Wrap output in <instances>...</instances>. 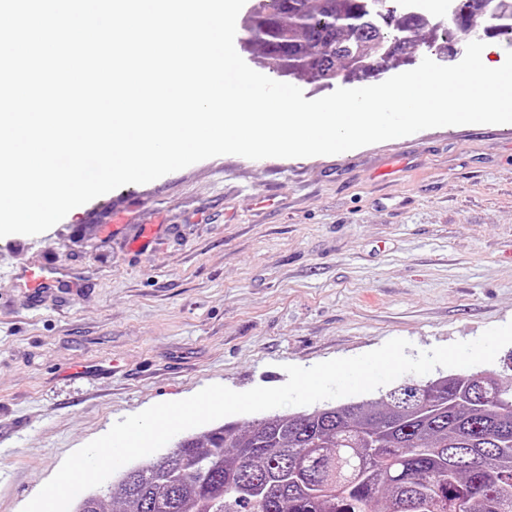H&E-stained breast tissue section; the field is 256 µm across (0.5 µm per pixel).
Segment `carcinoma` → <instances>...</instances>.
Returning a JSON list of instances; mask_svg holds the SVG:
<instances>
[{"instance_id":"cac0c4a2","label":"carcinoma","mask_w":512,"mask_h":512,"mask_svg":"<svg viewBox=\"0 0 512 512\" xmlns=\"http://www.w3.org/2000/svg\"><path fill=\"white\" fill-rule=\"evenodd\" d=\"M454 31L496 0H455ZM420 16L370 0H258L245 45L279 77L375 75L418 39ZM512 512V386L463 372L404 383L366 403L222 424L129 468L72 512Z\"/></svg>"}]
</instances>
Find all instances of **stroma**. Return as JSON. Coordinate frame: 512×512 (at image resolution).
I'll use <instances>...</instances> for the list:
<instances>
[{
    "mask_svg": "<svg viewBox=\"0 0 512 512\" xmlns=\"http://www.w3.org/2000/svg\"><path fill=\"white\" fill-rule=\"evenodd\" d=\"M41 269L58 286L29 292L22 273ZM509 322L512 126L221 155L122 186L0 238V512L154 404Z\"/></svg>",
    "mask_w": 512,
    "mask_h": 512,
    "instance_id": "1",
    "label": "stroma"
}]
</instances>
